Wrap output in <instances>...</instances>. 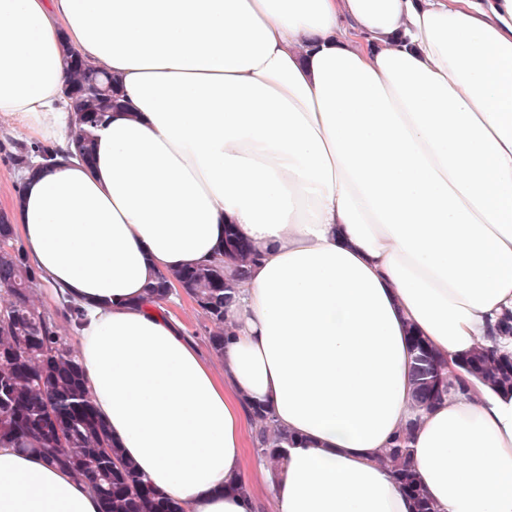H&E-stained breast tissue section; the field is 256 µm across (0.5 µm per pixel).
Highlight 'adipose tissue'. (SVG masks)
Instances as JSON below:
<instances>
[{
    "mask_svg": "<svg viewBox=\"0 0 512 512\" xmlns=\"http://www.w3.org/2000/svg\"><path fill=\"white\" fill-rule=\"evenodd\" d=\"M126 107L70 157L67 52ZM0 120L33 158L5 216L71 301L114 446L183 512H414L378 462L417 333L454 389L410 463L438 512H512V393L459 367L512 311V0H0ZM261 260L208 358L146 293ZM292 436L249 462L252 409ZM0 512H100L88 481L0 446Z\"/></svg>",
    "mask_w": 512,
    "mask_h": 512,
    "instance_id": "adipose-tissue-1",
    "label": "adipose tissue"
}]
</instances>
